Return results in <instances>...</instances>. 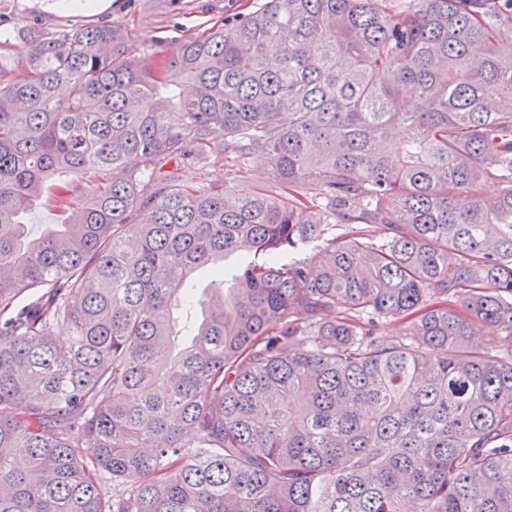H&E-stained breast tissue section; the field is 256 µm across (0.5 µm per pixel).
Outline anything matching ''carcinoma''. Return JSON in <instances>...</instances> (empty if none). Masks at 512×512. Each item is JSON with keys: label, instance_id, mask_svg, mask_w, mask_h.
I'll return each instance as SVG.
<instances>
[{"label": "carcinoma", "instance_id": "1", "mask_svg": "<svg viewBox=\"0 0 512 512\" xmlns=\"http://www.w3.org/2000/svg\"><path fill=\"white\" fill-rule=\"evenodd\" d=\"M126 43L0 50V512H512V0ZM259 155L274 193L182 181ZM52 205L50 198H45L42 204L28 215L27 224L32 233L39 234L45 224H57L61 220V213Z\"/></svg>", "mask_w": 512, "mask_h": 512}]
</instances>
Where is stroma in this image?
<instances>
[{
	"label": "stroma",
	"mask_w": 512,
	"mask_h": 512,
	"mask_svg": "<svg viewBox=\"0 0 512 512\" xmlns=\"http://www.w3.org/2000/svg\"><path fill=\"white\" fill-rule=\"evenodd\" d=\"M265 0H99L87 10L70 6L69 0H0V44L11 55L24 56L28 33L52 37L59 32L100 21L125 27L128 44L145 64L169 59L180 53L183 44L213 24H232L245 13L264 5ZM182 179L189 184L239 183L244 188L270 184L264 158L251 161L243 179L222 164L207 170L185 164Z\"/></svg>",
	"instance_id": "obj_1"
}]
</instances>
